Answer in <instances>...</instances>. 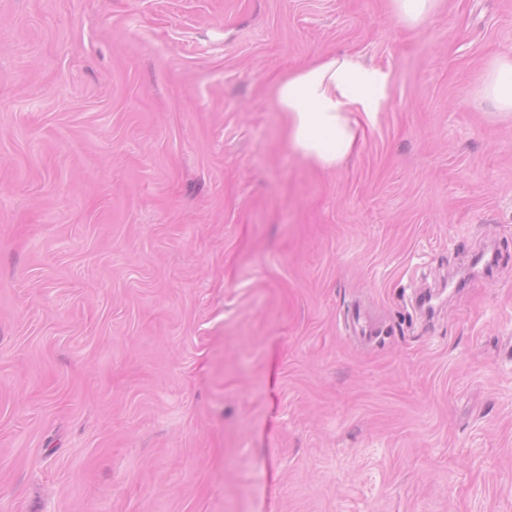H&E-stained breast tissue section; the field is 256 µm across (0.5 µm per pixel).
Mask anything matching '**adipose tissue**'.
I'll return each mask as SVG.
<instances>
[{
	"mask_svg": "<svg viewBox=\"0 0 512 512\" xmlns=\"http://www.w3.org/2000/svg\"><path fill=\"white\" fill-rule=\"evenodd\" d=\"M388 86V73L338 53L289 71L272 92L292 150L308 163L331 169L358 151ZM474 102L500 115L512 113L511 56L488 63Z\"/></svg>",
	"mask_w": 512,
	"mask_h": 512,
	"instance_id": "adipose-tissue-1",
	"label": "adipose tissue"
}]
</instances>
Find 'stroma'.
Instances as JSON below:
<instances>
[{
	"instance_id": "35a3bbf8",
	"label": "stroma",
	"mask_w": 512,
	"mask_h": 512,
	"mask_svg": "<svg viewBox=\"0 0 512 512\" xmlns=\"http://www.w3.org/2000/svg\"><path fill=\"white\" fill-rule=\"evenodd\" d=\"M333 52L390 83L324 170L271 88ZM500 55L512 0H0V512H512ZM443 0H390L397 20L409 27H420L440 10ZM474 103L489 105L495 114L512 113V57L502 56L491 60L475 91Z\"/></svg>"
}]
</instances>
